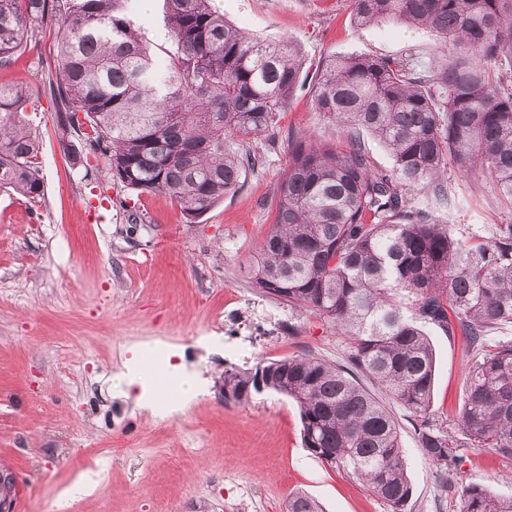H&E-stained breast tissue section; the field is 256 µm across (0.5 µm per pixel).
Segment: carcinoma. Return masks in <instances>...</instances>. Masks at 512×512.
<instances>
[{"label":"carcinoma","instance_id":"cac0c4a2","mask_svg":"<svg viewBox=\"0 0 512 512\" xmlns=\"http://www.w3.org/2000/svg\"><path fill=\"white\" fill-rule=\"evenodd\" d=\"M128 0H0V64L52 22L61 35L49 90L59 117L83 116L90 149L112 178L169 195L195 219L236 189L256 158L224 147L234 133L268 129L296 91L301 62L285 42L250 37L214 0H164L171 41L159 62L127 14ZM359 25L392 21L434 34L441 55L335 56L321 70L315 108L346 133L347 150L288 140L274 219L259 244L252 286L311 311L351 340L346 363L303 355L255 371L224 370L236 403L269 389L299 408L303 445L346 468L405 512L412 486L397 423L358 383L372 379L422 415L430 406L435 353L421 323L459 331L478 358L467 373L462 437L422 422L418 446L446 474L463 448L512 457V341L487 333L512 324V223L468 246L447 224L405 210L411 186L446 189L448 161L493 184L512 208V0H352ZM25 90L0 84V188L35 199L43 182L39 137L16 109ZM365 131L393 158L374 168ZM411 299L406 317L401 299ZM459 512H512V498L483 485L459 493ZM286 512H320L305 494Z\"/></svg>","mask_w":512,"mask_h":512}]
</instances>
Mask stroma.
Returning a JSON list of instances; mask_svg holds the SVG:
<instances>
[{"label": "stroma", "instance_id": "1", "mask_svg": "<svg viewBox=\"0 0 512 512\" xmlns=\"http://www.w3.org/2000/svg\"><path fill=\"white\" fill-rule=\"evenodd\" d=\"M132 17L155 56L170 47L164 0H131ZM251 36L291 42L301 85L266 132L237 135L232 149L261 156L241 187L188 220L176 201L113 180L86 135L63 149L48 84L57 24L0 65V84L27 92L21 111L42 143L35 165L44 193L29 199L0 189V466L18 492L13 512H286L303 493L323 512H390L358 479L304 448L296 403L264 390L225 402L224 369L254 370L312 354L344 362L347 336L319 316L258 293L250 265L273 222L276 187L288 166V139L345 145L313 91L333 55H413L428 66L439 52L428 30L387 22L356 25L351 0H216ZM80 154L72 163L69 151ZM440 200L429 188L405 192L407 209L448 224L463 243L512 222L495 187L446 165ZM436 355L425 417L394 400L413 493L406 512H459L469 483L512 496V458L468 450L441 477L417 442V427L457 432L473 355L460 334L424 324ZM137 364L145 388L121 381ZM172 386L195 379L190 401Z\"/></svg>", "mask_w": 512, "mask_h": 512}]
</instances>
